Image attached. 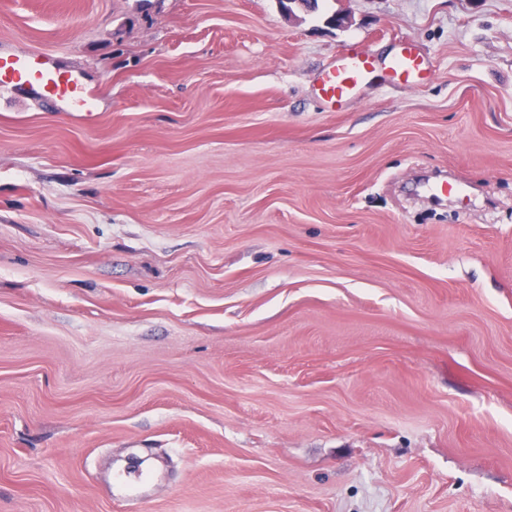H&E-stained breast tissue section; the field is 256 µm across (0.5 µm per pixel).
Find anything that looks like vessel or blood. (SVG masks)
<instances>
[{
  "label": "vessel or blood",
  "instance_id": "1",
  "mask_svg": "<svg viewBox=\"0 0 512 512\" xmlns=\"http://www.w3.org/2000/svg\"><path fill=\"white\" fill-rule=\"evenodd\" d=\"M380 68L391 84L404 87L418 86L430 75L428 62L412 43H402L392 59L384 64L368 51L356 48L341 52L322 70L317 95L328 105L342 104L355 97ZM20 92L52 99L65 112H82L89 116L95 110L94 99L80 76L55 67L49 54L43 51L0 52V94Z\"/></svg>",
  "mask_w": 512,
  "mask_h": 512
}]
</instances>
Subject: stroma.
I'll return each mask as SVG.
<instances>
[{
  "label": "stroma",
  "mask_w": 512,
  "mask_h": 512,
  "mask_svg": "<svg viewBox=\"0 0 512 512\" xmlns=\"http://www.w3.org/2000/svg\"><path fill=\"white\" fill-rule=\"evenodd\" d=\"M33 48L95 114L0 102V512H512V0H0ZM382 64L390 83L404 87H415L424 83L431 72L428 62L409 42L402 43L392 59ZM379 66L377 58L366 50L341 52L322 70L317 96L331 107L342 105L359 93Z\"/></svg>",
  "instance_id": "stroma-1"
}]
</instances>
